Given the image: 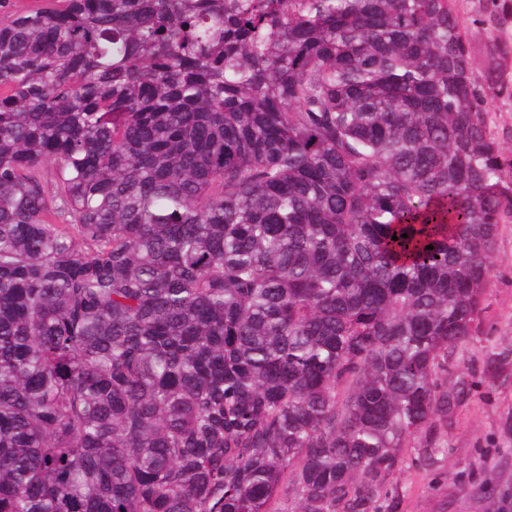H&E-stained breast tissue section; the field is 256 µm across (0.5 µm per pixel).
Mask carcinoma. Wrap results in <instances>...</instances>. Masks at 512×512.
Here are the masks:
<instances>
[{
	"label": "carcinoma",
	"instance_id": "cac0c4a2",
	"mask_svg": "<svg viewBox=\"0 0 512 512\" xmlns=\"http://www.w3.org/2000/svg\"><path fill=\"white\" fill-rule=\"evenodd\" d=\"M484 23L480 65L457 0L0 25V512H377L432 457L512 218Z\"/></svg>",
	"mask_w": 512,
	"mask_h": 512
}]
</instances>
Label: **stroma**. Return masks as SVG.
Here are the masks:
<instances>
[{"label": "stroma", "instance_id": "35a3bbf8", "mask_svg": "<svg viewBox=\"0 0 512 512\" xmlns=\"http://www.w3.org/2000/svg\"><path fill=\"white\" fill-rule=\"evenodd\" d=\"M505 349H512V221L499 227L477 331L448 369L449 387L468 389L438 425L440 451L429 458L407 442L386 480L399 495L398 512H512V360L490 359Z\"/></svg>", "mask_w": 512, "mask_h": 512}]
</instances>
